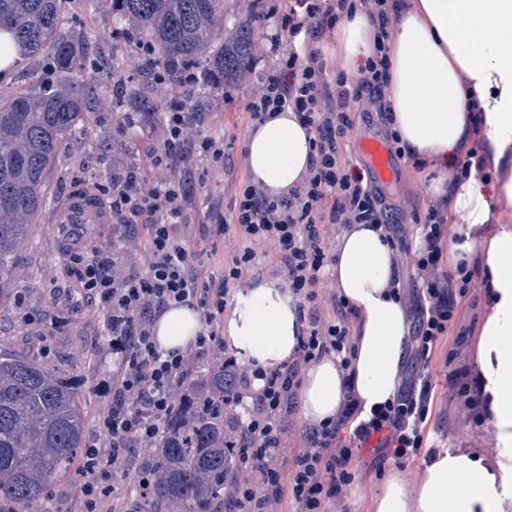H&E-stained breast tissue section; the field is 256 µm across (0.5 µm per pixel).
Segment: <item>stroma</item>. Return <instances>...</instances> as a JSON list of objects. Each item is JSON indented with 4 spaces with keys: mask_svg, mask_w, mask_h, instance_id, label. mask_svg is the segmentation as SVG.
Returning a JSON list of instances; mask_svg holds the SVG:
<instances>
[{
    "mask_svg": "<svg viewBox=\"0 0 512 512\" xmlns=\"http://www.w3.org/2000/svg\"><path fill=\"white\" fill-rule=\"evenodd\" d=\"M81 0H69L65 21L79 25L86 41L96 53L98 70L94 85L100 95L96 112L87 123L85 138L66 142L60 158L47 177V192L52 201H59L70 191L105 184L112 180V160L131 156L132 151L121 133L119 106L112 96V83L101 72L106 59L111 58L118 37L110 13L104 12L81 19ZM232 175L223 172H204L192 186L189 202L187 234L196 250H209L211 243L203 239L199 227L207 223L211 205H227L233 198ZM50 210H43L32 228L22 250V259L5 298L0 299V349L40 351L48 347L44 362L60 366L79 379L86 395L85 437L97 434V421L108 398L100 382L111 373L117 357L106 345L94 321L91 308L77 313L62 314L61 304L69 284V228L50 221ZM487 305L483 293H476L462 305L461 329L465 335L454 366H473L477 362L479 331L486 318ZM435 446L475 448L487 458H495L497 433L492 424L473 426L467 410L449 405L448 412L439 416L434 426ZM376 455L362 451L353 464L355 481L347 495L348 512H370V503L379 493L383 479L377 476Z\"/></svg>",
    "mask_w": 512,
    "mask_h": 512,
    "instance_id": "1",
    "label": "stroma"
}]
</instances>
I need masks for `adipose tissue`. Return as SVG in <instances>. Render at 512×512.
Instances as JSON below:
<instances>
[{"label":"adipose tissue","mask_w":512,"mask_h":512,"mask_svg":"<svg viewBox=\"0 0 512 512\" xmlns=\"http://www.w3.org/2000/svg\"><path fill=\"white\" fill-rule=\"evenodd\" d=\"M370 22L363 13L345 20L338 33L345 67L369 55ZM390 96L395 126L405 148L434 159L431 194L450 199L463 216L455 225L452 262H475L489 278L490 312L480 330L478 362L482 390L498 434L494 464L469 448L434 455L423 477L410 484L392 471L372 512H506L512 505V229L491 241L475 236L502 201L512 203V0H418L402 14L391 48ZM473 85L464 88L461 76ZM483 110L469 112L468 92ZM481 124L485 144L503 177L487 187L478 175L448 184V164L472 124ZM253 178L279 193L305 172L310 154L306 130L284 112L251 132L247 141ZM340 292L356 309L358 353L350 383L370 409L392 398L397 387L408 325L404 310L388 292L394 277L391 252L379 232L356 225L340 242L333 267ZM202 330L200 316L186 302L164 310L155 324L161 350H186ZM228 345L258 367H278L297 345L295 307L285 285L268 281L237 294L224 327ZM341 375L329 358L305 372L299 404L313 423L335 417Z\"/></svg>","instance_id":"adipose-tissue-1"}]
</instances>
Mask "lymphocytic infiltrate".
Here are the masks:
<instances>
[{
    "instance_id": "f902f5d3",
    "label": "lymphocytic infiltrate",
    "mask_w": 512,
    "mask_h": 512,
    "mask_svg": "<svg viewBox=\"0 0 512 512\" xmlns=\"http://www.w3.org/2000/svg\"><path fill=\"white\" fill-rule=\"evenodd\" d=\"M264 34L251 63L237 80L247 90L240 114L242 131L252 132L288 111L306 129L311 160L288 191L273 193L252 179L246 147L238 134L201 130L189 112L190 96L213 87L212 74L161 65L154 46L138 41L135 72L154 86L179 90L161 117L146 128L149 175L128 166L98 191L124 228L120 250L69 254L68 272L82 304L99 310L113 352L120 360L101 387L109 402L99 417V439L82 450L83 478L76 512H130L115 484L130 475L139 497L155 487L156 472L134 465L136 449L157 447L163 428L178 413L195 362L213 356L231 380L223 396L198 394L199 412L224 420V446L236 472L224 485V512H329L343 504L362 448L406 469L425 448L438 399L430 382L433 357L456 355L450 338L459 305L474 290L488 289L487 276L466 263L449 265L448 244L460 218L447 196L404 209L355 166L353 133L376 123L392 156L422 180L432 162L408 152L395 128L390 99L393 27L416 0H235ZM364 13L370 21V55L356 74H347L327 50L338 24ZM241 131V132H242ZM235 173L228 208L212 207L203 236L216 240L206 271L185 233L188 163ZM492 178L481 125H472L448 167L449 184L470 172ZM379 230L392 252L391 290L409 323L402 368L393 397L364 413L350 385L342 387L335 418L305 425L299 448L284 457L304 372L311 363L333 359L348 374L356 357V313L339 291L331 267L336 243L355 225ZM283 282L300 324L294 357L266 370L243 360L224 342V325L234 298L264 273ZM195 302L203 331L183 352L159 349L154 327L173 304ZM478 369L448 376V399L468 410L474 425L488 418Z\"/></svg>"
}]
</instances>
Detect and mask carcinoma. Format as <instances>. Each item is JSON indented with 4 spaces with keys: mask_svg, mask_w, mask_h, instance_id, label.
Masks as SVG:
<instances>
[{
    "mask_svg": "<svg viewBox=\"0 0 512 512\" xmlns=\"http://www.w3.org/2000/svg\"><path fill=\"white\" fill-rule=\"evenodd\" d=\"M65 0H0V32H10L19 55L50 75L0 97V295L8 288L31 225L46 204L48 171L63 142L96 111L99 88L88 86L86 41L62 29ZM127 22L133 39L112 49V76L138 40L152 42L162 63L198 66L232 87L251 58L258 28L230 0H85ZM126 114H160L140 81L118 89ZM193 386L224 392V372L193 377ZM193 393L165 426L152 466L159 482L145 512H210L224 495L234 461L224 448V418L194 412ZM85 401L77 381L26 350L0 351V512H42L57 481L76 470L84 445Z\"/></svg>",
    "mask_w": 512,
    "mask_h": 512,
    "instance_id": "1",
    "label": "carcinoma"
}]
</instances>
